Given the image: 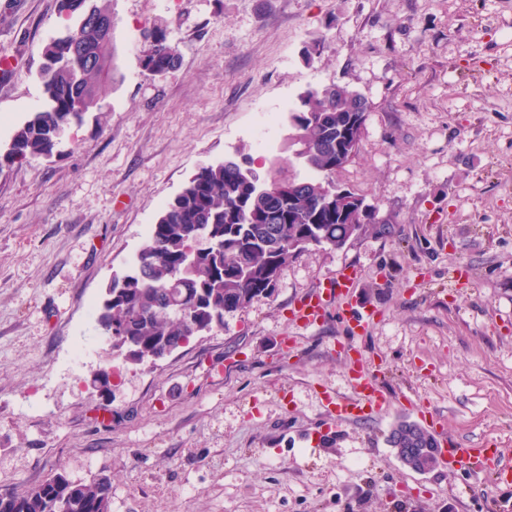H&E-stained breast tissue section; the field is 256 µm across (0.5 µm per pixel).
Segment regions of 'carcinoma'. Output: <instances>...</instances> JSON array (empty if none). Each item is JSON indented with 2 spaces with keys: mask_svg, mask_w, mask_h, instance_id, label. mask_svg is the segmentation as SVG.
I'll return each instance as SVG.
<instances>
[{
  "mask_svg": "<svg viewBox=\"0 0 512 512\" xmlns=\"http://www.w3.org/2000/svg\"><path fill=\"white\" fill-rule=\"evenodd\" d=\"M60 14L76 19L63 35L43 48L41 79L46 100L16 130L0 152V171L29 158L53 155L62 127L80 123L98 106L113 76L114 49L92 19L112 15V0H59ZM140 62L145 74L161 78L179 60L178 46L165 28L145 32ZM368 102L347 86L328 84L311 90L291 110L297 155L325 174L291 180L276 173L263 181L247 160L226 159L200 168L166 203L140 248L132 268L113 275L107 303L97 321L112 333V349L134 363L152 362L166 349L224 327V315L271 296L288 264L311 247L340 248L367 232L394 236L393 224L363 223L362 210L336 199L320 204L329 176L342 168L346 142L357 156L362 128L347 127ZM318 117L311 122L307 114ZM249 176L231 180L226 165ZM387 443L403 464L418 472L438 463L437 439L421 426L402 422ZM112 484L99 479L73 481L58 473L45 482L0 494V512H111Z\"/></svg>",
  "mask_w": 512,
  "mask_h": 512,
  "instance_id": "1",
  "label": "carcinoma"
}]
</instances>
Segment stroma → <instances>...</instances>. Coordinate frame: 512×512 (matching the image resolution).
<instances>
[{"mask_svg":"<svg viewBox=\"0 0 512 512\" xmlns=\"http://www.w3.org/2000/svg\"><path fill=\"white\" fill-rule=\"evenodd\" d=\"M59 0H0V149L44 101ZM180 52L139 66L145 28ZM117 73L52 157L0 171V493L54 473L112 481L111 512H490L493 483L419 473L386 442L426 409L463 448L512 458V0H112ZM349 85L369 104L333 182L373 224L289 264L271 297L157 363L113 351L91 309L133 264L162 207L200 167L245 157L298 180L290 111ZM272 112L266 143L254 115ZM376 309L351 335L342 304L308 330L289 312L343 268ZM95 339L81 360L72 353ZM349 338L393 398L338 424ZM112 370L108 388L93 378ZM144 38L147 44L140 58L143 71L152 79L161 78L177 66L178 46L169 39L166 29L157 25L146 30Z\"/></svg>","mask_w":512,"mask_h":512,"instance_id":"stroma-1","label":"stroma"}]
</instances>
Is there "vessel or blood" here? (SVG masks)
I'll use <instances>...</instances> for the list:
<instances>
[{
  "label": "vessel or blood",
  "mask_w": 512,
  "mask_h": 512,
  "mask_svg": "<svg viewBox=\"0 0 512 512\" xmlns=\"http://www.w3.org/2000/svg\"><path fill=\"white\" fill-rule=\"evenodd\" d=\"M356 278L353 273L341 272L327 280L315 292L297 300L290 321L299 328L308 329L319 324L336 302L354 307L348 319L352 334L362 335L373 325L375 311L363 305L355 295ZM348 378L351 394L347 397L328 398L327 410L336 422L345 423L364 416L366 411L387 412L392 401L383 391L371 368L356 357H348ZM441 462L448 473L465 470L480 476L487 472L488 451L484 448H459L450 439H441Z\"/></svg>",
  "instance_id": "b4317fda"
}]
</instances>
